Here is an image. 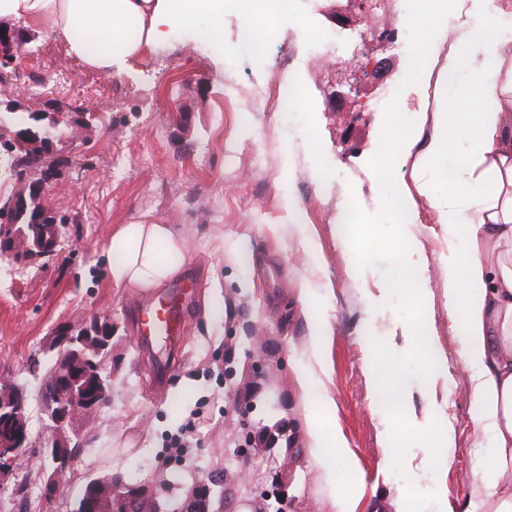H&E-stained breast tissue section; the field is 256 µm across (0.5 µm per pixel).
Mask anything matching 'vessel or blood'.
<instances>
[{"mask_svg":"<svg viewBox=\"0 0 512 512\" xmlns=\"http://www.w3.org/2000/svg\"><path fill=\"white\" fill-rule=\"evenodd\" d=\"M187 312V291L176 288L151 297L139 309V331L142 344L162 337L170 345H178Z\"/></svg>","mask_w":512,"mask_h":512,"instance_id":"vessel-or-blood-1","label":"vessel or blood"}]
</instances>
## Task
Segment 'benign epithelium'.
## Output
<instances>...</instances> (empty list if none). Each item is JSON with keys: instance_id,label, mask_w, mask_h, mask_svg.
<instances>
[{"instance_id": "benign-epithelium-1", "label": "benign epithelium", "mask_w": 512, "mask_h": 512, "mask_svg": "<svg viewBox=\"0 0 512 512\" xmlns=\"http://www.w3.org/2000/svg\"><path fill=\"white\" fill-rule=\"evenodd\" d=\"M37 144L47 148L60 141L56 121L52 120L36 134ZM22 205L13 197L0 204V252L13 253L21 261L49 257L55 254L64 233L61 224L48 223V212L40 214L27 229H17L15 214ZM108 342L112 339V324L94 319L74 328L62 325L56 331L49 350L57 358L58 370L51 376L49 390L43 396L44 413L49 422L50 438L42 443L51 465L46 472L45 489L52 497L60 491L58 476L70 470L72 439L70 431L89 425L98 411L110 400L111 375L103 369L92 371L86 361L72 354L76 340ZM31 444L27 400L9 383L0 384V479L17 474L21 449ZM126 484L111 477L96 481L88 499L74 505L73 512H116L115 498L133 497L146 502L149 493L143 489L127 493Z\"/></svg>"}]
</instances>
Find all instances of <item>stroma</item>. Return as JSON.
Masks as SVG:
<instances>
[{
  "instance_id": "1",
  "label": "stroma",
  "mask_w": 512,
  "mask_h": 512,
  "mask_svg": "<svg viewBox=\"0 0 512 512\" xmlns=\"http://www.w3.org/2000/svg\"><path fill=\"white\" fill-rule=\"evenodd\" d=\"M406 20L399 0L396 15L368 37L370 71L340 56L329 67L305 58L291 72L284 60L303 37L329 35L342 46L358 38L367 27L361 0H291L275 15L262 11L260 0H226L219 35L207 16H195L165 45L145 47L127 75L111 79L69 57L64 37L45 23L0 17V28L26 38L20 67L41 84L35 91L15 82V93L41 104L54 96L84 110L90 123L46 193L68 211L57 254L23 266L0 260V376L26 389L32 437H47L48 420L30 357L50 358L48 343L61 324L95 317L112 323L111 400L81 430L68 485L46 500L42 474L30 466L25 484H0V512H69L88 481L115 468L150 491L156 512H179L204 483L209 512L241 505L249 512H329L332 489L308 455L312 422L344 450L336 463L352 472L355 512H486L477 401L459 375L462 335L441 274L448 226L417 191L423 183L429 193L446 192L442 174L454 156L425 170L415 148L394 165L399 190L411 194L404 232L409 258L423 271L424 320L437 346L434 367L410 357L399 374L416 409L442 406L447 470L432 466L428 449L405 447L400 412L377 400L367 369L387 354L405 318L387 303L369 309L385 283L384 267L357 269L336 228L350 200L370 214L381 208L368 161L391 85L409 69L407 45L390 34ZM455 24L448 14L419 82L398 98L403 115L426 135L443 106L436 82L448 54L445 32ZM248 25L255 38L240 41ZM63 62L73 81L111 82V94L79 98L53 87ZM228 78L238 88L229 99ZM272 83L298 85L307 132L281 135L269 113L258 111L255 93ZM138 220L173 225L186 239L181 268L168 282L192 290L175 353L138 338L137 308L149 292L106 284L109 232ZM318 324L328 406L297 379ZM198 412L207 424L186 432ZM279 421L288 432L277 447L256 445L257 433ZM177 437L185 441L179 453L171 447Z\"/></svg>"
}]
</instances>
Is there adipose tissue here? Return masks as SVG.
Masks as SVG:
<instances>
[{
  "instance_id": "ef3b65f1",
  "label": "adipose tissue",
  "mask_w": 512,
  "mask_h": 512,
  "mask_svg": "<svg viewBox=\"0 0 512 512\" xmlns=\"http://www.w3.org/2000/svg\"><path fill=\"white\" fill-rule=\"evenodd\" d=\"M197 12L215 27L224 25V0H0V17L40 20L67 38L69 55L112 76L128 73L131 60L147 45L165 43L175 27ZM454 39L466 51H449L444 77L454 86L445 109L433 118V131L421 155L422 166L455 154L446 172L448 192L429 197L449 229L466 225L463 247L449 246L444 259L448 309L465 336L460 375L478 401L475 421L486 439L488 463L481 473L489 512H512V76L502 77L503 50L512 45V25L500 26L488 0H458ZM484 14L489 34L476 37L472 15ZM82 38H73L74 29ZM137 31L129 39L128 31ZM184 237L171 225H115L103 252L116 288L152 289L178 271ZM388 363L370 376L384 403L404 406L408 392L397 375L406 357L435 360V342L424 325L401 329ZM440 406L409 415L408 428L424 434L431 463L448 465V434L434 417Z\"/></svg>"
}]
</instances>
